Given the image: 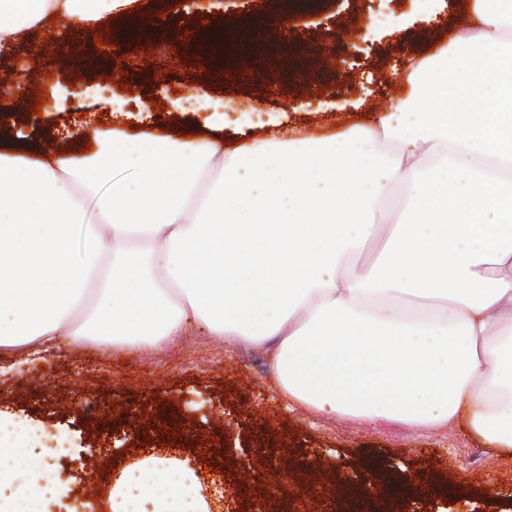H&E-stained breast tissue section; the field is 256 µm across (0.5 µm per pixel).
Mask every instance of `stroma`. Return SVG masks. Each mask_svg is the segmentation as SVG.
Here are the masks:
<instances>
[{
	"label": "stroma",
	"mask_w": 512,
	"mask_h": 512,
	"mask_svg": "<svg viewBox=\"0 0 512 512\" xmlns=\"http://www.w3.org/2000/svg\"><path fill=\"white\" fill-rule=\"evenodd\" d=\"M467 0H437L430 22L418 21L416 0H257L254 10L243 0H145L141 12L165 14L166 25L190 23L219 14L228 30L245 25L270 27L276 40L306 53L302 78L288 76L294 61L280 56L244 71L224 75L223 64L195 48L178 47L189 68L187 78L167 74L155 80L139 62H131L126 81L134 93L129 108L146 104L144 123L153 134L205 133L202 114L183 113L173 104V89L198 83L219 94L226 107L228 142L262 136L259 128L238 122L241 113L259 106L288 110L290 123L305 133L340 132L369 123L388 106L394 93L387 77L406 55L422 57L450 42L467 26ZM408 16L401 33H364L370 14ZM353 32L351 41L329 46L333 25ZM28 71L45 74V86L72 85L70 100L35 107L32 99L16 101L12 126L0 132V147L18 150L41 145L66 155H80L72 135L87 134L112 123L101 98L117 85L88 70L81 60L66 64L47 50L44 35L0 55V75ZM283 85L282 95L263 97L268 82ZM160 407L178 411L179 421L194 424L211 453V464H224L220 493L227 512H242L233 495L247 482L252 496L270 512H338L345 483H361L367 463L416 477L417 489L402 512H429V496L448 495L463 512H512V455L488 448L461 427L442 426L418 436L402 424L367 425L340 420L288 403L276 384L263 352L245 354L222 341L185 336L157 350L115 352L94 341L64 343L46 359L17 363L0 352V411L44 427L72 450L64 477L93 466L95 485L109 486L130 439L154 425L145 413L153 395ZM116 421V429L99 430Z\"/></svg>",
	"instance_id": "35a3bbf8"
}]
</instances>
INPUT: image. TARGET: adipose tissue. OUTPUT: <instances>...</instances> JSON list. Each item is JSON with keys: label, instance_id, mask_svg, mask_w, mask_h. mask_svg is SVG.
<instances>
[{"label": "adipose tissue", "instance_id": "ef3b65f1", "mask_svg": "<svg viewBox=\"0 0 512 512\" xmlns=\"http://www.w3.org/2000/svg\"><path fill=\"white\" fill-rule=\"evenodd\" d=\"M138 0H0V51L46 18L72 34ZM409 59L371 124L227 146L97 129L80 159L0 152V350L157 346L194 329L271 353L318 412L512 452V0ZM403 205L388 208L394 189ZM374 259L344 272L367 245ZM90 306L83 323L74 312ZM0 414V512H48L64 446ZM109 512H213L189 461L149 453Z\"/></svg>", "mask_w": 512, "mask_h": 512}]
</instances>
